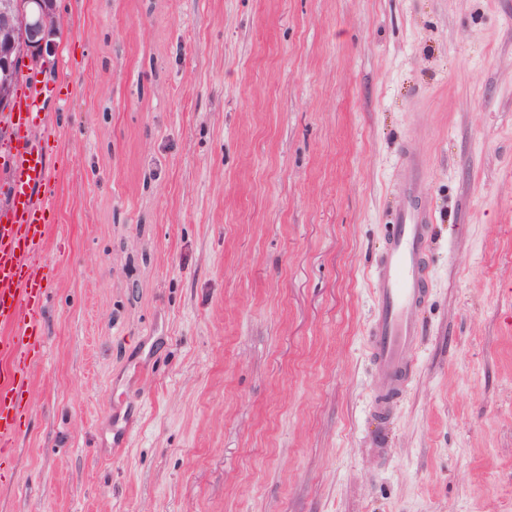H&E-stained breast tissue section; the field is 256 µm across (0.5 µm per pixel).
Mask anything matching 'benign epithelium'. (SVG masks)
Instances as JSON below:
<instances>
[{
  "label": "benign epithelium",
  "instance_id": "7a95c632",
  "mask_svg": "<svg viewBox=\"0 0 512 512\" xmlns=\"http://www.w3.org/2000/svg\"><path fill=\"white\" fill-rule=\"evenodd\" d=\"M60 26L55 0H0V113L15 111L14 88L55 55Z\"/></svg>",
  "mask_w": 512,
  "mask_h": 512
}]
</instances>
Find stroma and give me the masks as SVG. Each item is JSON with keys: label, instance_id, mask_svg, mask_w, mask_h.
<instances>
[{"label": "stroma", "instance_id": "obj_1", "mask_svg": "<svg viewBox=\"0 0 512 512\" xmlns=\"http://www.w3.org/2000/svg\"><path fill=\"white\" fill-rule=\"evenodd\" d=\"M57 7L45 351L0 512H512V0ZM409 155L433 278L381 425Z\"/></svg>", "mask_w": 512, "mask_h": 512}]
</instances>
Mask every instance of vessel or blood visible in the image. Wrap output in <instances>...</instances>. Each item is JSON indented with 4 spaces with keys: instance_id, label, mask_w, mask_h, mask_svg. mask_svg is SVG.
<instances>
[{
    "instance_id": "b4317fda",
    "label": "vessel or blood",
    "mask_w": 512,
    "mask_h": 512,
    "mask_svg": "<svg viewBox=\"0 0 512 512\" xmlns=\"http://www.w3.org/2000/svg\"><path fill=\"white\" fill-rule=\"evenodd\" d=\"M61 87L25 95L5 132L9 170L8 207L0 212V444L12 445L18 401L34 371L31 342L41 327V295L49 287L42 260L46 214L54 204L46 189L52 180L45 141L29 133L44 122L47 99H61ZM433 216L414 193L399 202L386 246L374 268L375 317L370 350L376 373L386 381L372 410L387 418L406 393L414 373L413 352L421 334L418 310L429 293L428 252Z\"/></svg>"
}]
</instances>
